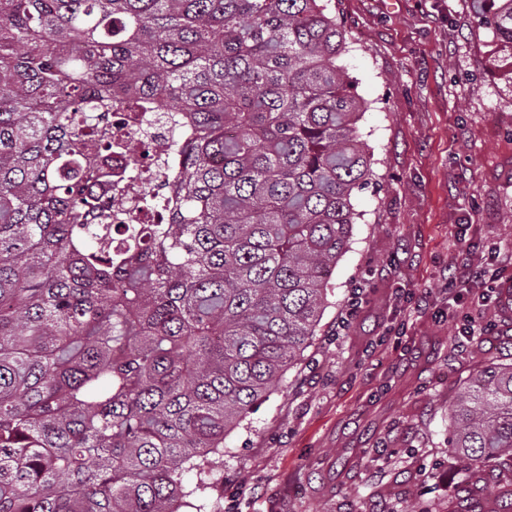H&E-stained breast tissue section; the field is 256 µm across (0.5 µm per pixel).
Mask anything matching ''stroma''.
Returning a JSON list of instances; mask_svg holds the SVG:
<instances>
[{
  "mask_svg": "<svg viewBox=\"0 0 512 512\" xmlns=\"http://www.w3.org/2000/svg\"><path fill=\"white\" fill-rule=\"evenodd\" d=\"M369 108L374 176L315 334L286 380L224 440V512H398L420 493L492 512L448 455V407L512 356V315L448 279L497 248L512 292V90L491 72L471 0H332ZM367 298L337 325L353 288ZM485 327L468 337L467 325Z\"/></svg>",
  "mask_w": 512,
  "mask_h": 512,
  "instance_id": "obj_1",
  "label": "stroma"
}]
</instances>
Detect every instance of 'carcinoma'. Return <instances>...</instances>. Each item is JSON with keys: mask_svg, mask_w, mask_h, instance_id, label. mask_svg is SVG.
<instances>
[{"mask_svg": "<svg viewBox=\"0 0 512 512\" xmlns=\"http://www.w3.org/2000/svg\"><path fill=\"white\" fill-rule=\"evenodd\" d=\"M476 28L509 69L512 0ZM324 0H0V512H224L225 435L315 334L373 176ZM179 130L164 224H114L112 111ZM512 512V360L448 407Z\"/></svg>", "mask_w": 512, "mask_h": 512, "instance_id": "carcinoma-1", "label": "carcinoma"}]
</instances>
